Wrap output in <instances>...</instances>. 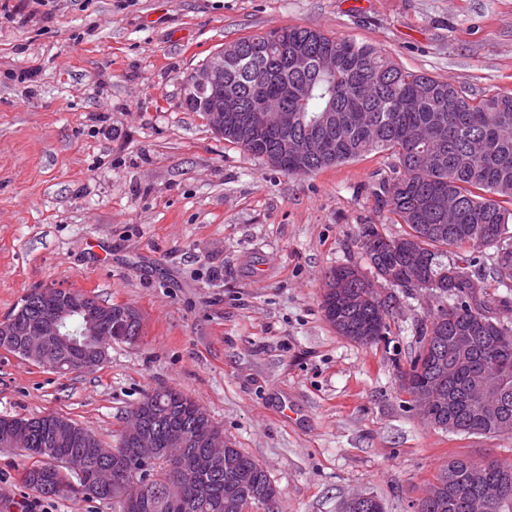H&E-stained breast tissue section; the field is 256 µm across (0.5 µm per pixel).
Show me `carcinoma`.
Returning <instances> with one entry per match:
<instances>
[{
	"mask_svg": "<svg viewBox=\"0 0 512 512\" xmlns=\"http://www.w3.org/2000/svg\"><path fill=\"white\" fill-rule=\"evenodd\" d=\"M288 41L305 44L311 57L336 53L334 71L309 65L296 70L277 44L274 31L240 37L224 44L235 56L224 69L222 86L236 95L246 109L261 92L288 88L285 111L293 116L288 131L277 141L249 143L226 135L224 140L261 157L288 144V151L310 157L282 172L308 176L327 168L385 152L394 158V176L379 185L378 203L394 222L406 226L399 237H388L374 224L362 228V248L370 266L365 274L356 265L338 266L326 273L332 287L325 288L322 310L336 333L355 343L362 330L372 327L376 341L390 332L393 298L373 288V281L393 271L401 276L395 287L412 289L410 280L433 285L448 297L418 329L419 351L408 373L416 387L434 400L437 409L425 417L442 430L463 435L496 436L512 432V323L500 319L491 304L507 306L509 297L495 298L490 289L512 291V92L481 97L468 95L455 85L410 71L369 44H357L315 27L288 26ZM473 138L486 150L476 156L469 148ZM336 142V158L318 153V140ZM455 195L461 205L459 222L444 224L438 198ZM496 250L493 276L472 270L471 254L484 247ZM460 251L448 262V249ZM352 278L356 287L342 288ZM73 308L64 319L66 338L43 342L44 355L62 370H79L107 356L113 343H131L141 336V318L126 304L112 303V319L100 324L95 336H84L81 306L104 307L96 297L70 290ZM31 289L13 311L17 333L9 351L25 356L36 337L30 335L43 311ZM467 331L481 346L458 357L454 336ZM459 358L453 376L443 377L427 359ZM505 377L502 408L486 411L473 388L477 373ZM150 428L157 447H169L173 433L196 434L204 424L214 425L206 411L175 389L153 390L132 409ZM17 432L25 433L31 460L22 478L25 486L44 496L79 492L89 499L110 501L115 512H245L272 484L267 472L238 448L207 470L194 467L205 452L190 446L179 449L188 463L177 477L155 464H136L150 483L146 501L126 507L116 485L96 483L98 469L112 467V458H98V437L71 419L45 415L32 418L0 417V444ZM132 469V470H134ZM132 470L120 469L119 478ZM512 478V463L457 457L417 504V512H476L471 498L479 489Z\"/></svg>",
	"mask_w": 512,
	"mask_h": 512,
	"instance_id": "cac0c4a2",
	"label": "carcinoma"
}]
</instances>
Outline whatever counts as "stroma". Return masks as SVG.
Returning <instances> with one entry per match:
<instances>
[{
    "label": "stroma",
    "instance_id": "obj_1",
    "mask_svg": "<svg viewBox=\"0 0 512 512\" xmlns=\"http://www.w3.org/2000/svg\"><path fill=\"white\" fill-rule=\"evenodd\" d=\"M311 26L481 94L512 90V0H10L0 12V318L55 283L135 308L132 343L58 372L0 350V416L56 414L105 444L143 394L193 398L268 472L280 512H341L358 493L415 512L453 457L512 463V433L429 425L402 387L443 302L393 289L385 341L336 334L324 276L366 266L361 228L402 225L371 154L290 176L230 144L184 101L224 43ZM0 447V512H112L45 497Z\"/></svg>",
    "mask_w": 512,
    "mask_h": 512
}]
</instances>
